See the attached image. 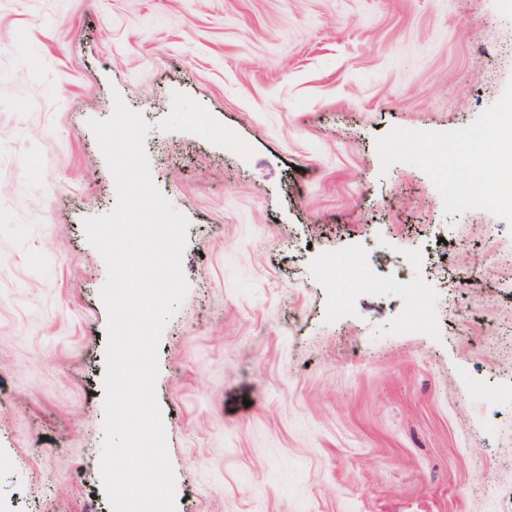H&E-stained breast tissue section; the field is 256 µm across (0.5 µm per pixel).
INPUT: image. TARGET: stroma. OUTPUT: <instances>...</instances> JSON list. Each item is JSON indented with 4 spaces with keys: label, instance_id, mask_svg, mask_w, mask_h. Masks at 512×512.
I'll list each match as a JSON object with an SVG mask.
<instances>
[{
    "label": "stroma",
    "instance_id": "1",
    "mask_svg": "<svg viewBox=\"0 0 512 512\" xmlns=\"http://www.w3.org/2000/svg\"><path fill=\"white\" fill-rule=\"evenodd\" d=\"M116 93L189 221L175 512H512V208L439 192L497 167L512 0H0V503L112 512L84 222Z\"/></svg>",
    "mask_w": 512,
    "mask_h": 512
}]
</instances>
